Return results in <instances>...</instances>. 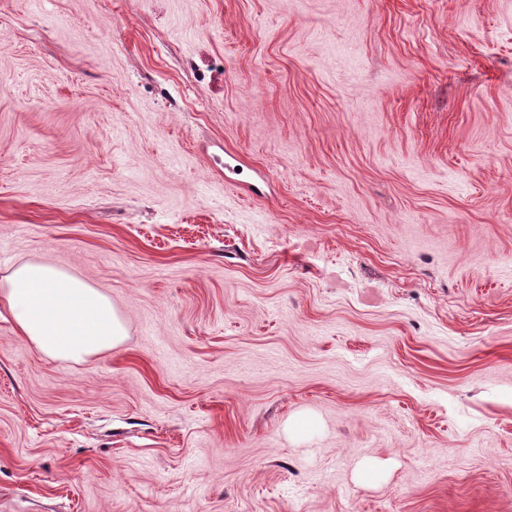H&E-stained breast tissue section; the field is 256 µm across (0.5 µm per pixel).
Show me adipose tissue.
I'll list each match as a JSON object with an SVG mask.
<instances>
[{
	"instance_id": "obj_1",
	"label": "adipose tissue",
	"mask_w": 512,
	"mask_h": 512,
	"mask_svg": "<svg viewBox=\"0 0 512 512\" xmlns=\"http://www.w3.org/2000/svg\"><path fill=\"white\" fill-rule=\"evenodd\" d=\"M0 299L18 334L51 359L82 361L125 338L107 295L47 264L18 265L0 279Z\"/></svg>"
}]
</instances>
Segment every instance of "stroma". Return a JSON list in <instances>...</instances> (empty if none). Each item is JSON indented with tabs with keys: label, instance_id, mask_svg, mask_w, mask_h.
Instances as JSON below:
<instances>
[{
	"label": "stroma",
	"instance_id": "stroma-1",
	"mask_svg": "<svg viewBox=\"0 0 512 512\" xmlns=\"http://www.w3.org/2000/svg\"><path fill=\"white\" fill-rule=\"evenodd\" d=\"M0 512H512V0H0ZM0 298L18 334L50 359L84 361L126 336L107 295L51 265H18L0 279Z\"/></svg>",
	"mask_w": 512,
	"mask_h": 512
}]
</instances>
